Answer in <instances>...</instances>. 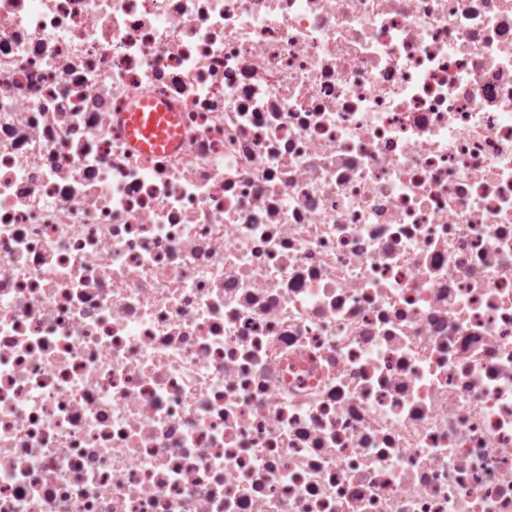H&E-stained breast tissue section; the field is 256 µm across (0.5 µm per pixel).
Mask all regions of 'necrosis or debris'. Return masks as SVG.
<instances>
[{
  "instance_id": "4bbe7bcc",
  "label": "necrosis or debris",
  "mask_w": 512,
  "mask_h": 512,
  "mask_svg": "<svg viewBox=\"0 0 512 512\" xmlns=\"http://www.w3.org/2000/svg\"><path fill=\"white\" fill-rule=\"evenodd\" d=\"M0 512H512V0H0ZM175 112H169L164 104L133 95L130 109L124 113L126 130L130 140L146 152L175 149Z\"/></svg>"
}]
</instances>
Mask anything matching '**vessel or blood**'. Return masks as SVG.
Masks as SVG:
<instances>
[{
	"instance_id": "1",
	"label": "vessel or blood",
	"mask_w": 512,
	"mask_h": 512,
	"mask_svg": "<svg viewBox=\"0 0 512 512\" xmlns=\"http://www.w3.org/2000/svg\"><path fill=\"white\" fill-rule=\"evenodd\" d=\"M124 117L130 140L142 150L158 152L175 148L176 118L165 105L135 95Z\"/></svg>"
}]
</instances>
